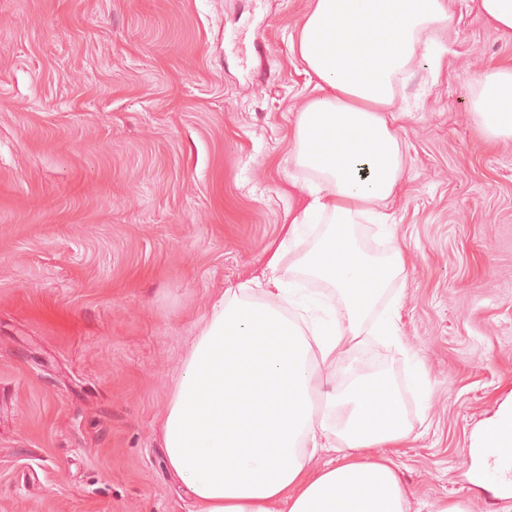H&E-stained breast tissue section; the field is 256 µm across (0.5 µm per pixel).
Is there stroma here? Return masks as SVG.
I'll return each instance as SVG.
<instances>
[{"label": "stroma", "mask_w": 512, "mask_h": 512, "mask_svg": "<svg viewBox=\"0 0 512 512\" xmlns=\"http://www.w3.org/2000/svg\"><path fill=\"white\" fill-rule=\"evenodd\" d=\"M307 5L0 0V512H192L160 420L215 296L281 239ZM451 6L448 70L420 63L397 128L401 344L368 341L344 372L400 390L409 512H504L512 495L471 486L466 450L512 401V142L484 144L470 81L512 62V34ZM407 382L409 386L417 392L420 403L426 405L430 399L431 386L426 367L420 359L417 358L416 361L412 363Z\"/></svg>", "instance_id": "stroma-1"}]
</instances>
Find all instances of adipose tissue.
<instances>
[{"label":"adipose tissue","instance_id":"ef3b65f1","mask_svg":"<svg viewBox=\"0 0 512 512\" xmlns=\"http://www.w3.org/2000/svg\"><path fill=\"white\" fill-rule=\"evenodd\" d=\"M456 23L448 0H309L290 37L314 90L292 129L293 163L309 176L290 182L298 205L263 279L214 301L161 420L194 512H408L385 454L412 431L398 388L383 374H336L366 341L400 342L401 297L390 289L408 258L397 246L365 252L356 227L393 228L405 172L399 96L421 57L446 69L432 34ZM471 91L485 141H512V65L490 68ZM315 224L324 230L295 268L325 283L334 306L279 275L282 251Z\"/></svg>","mask_w":512,"mask_h":512}]
</instances>
